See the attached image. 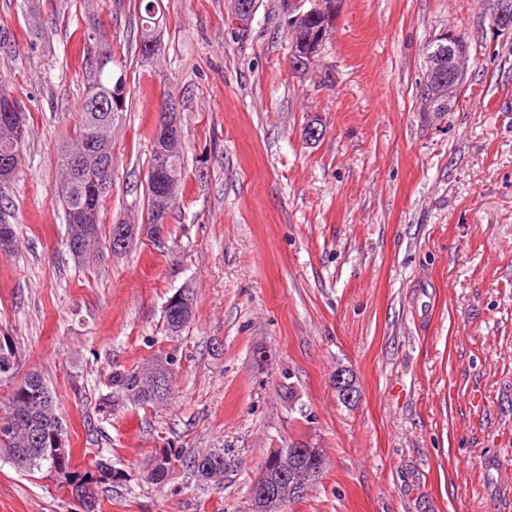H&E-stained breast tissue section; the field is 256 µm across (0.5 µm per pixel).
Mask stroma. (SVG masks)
I'll return each mask as SVG.
<instances>
[{
	"label": "stroma",
	"instance_id": "35a3bbf8",
	"mask_svg": "<svg viewBox=\"0 0 512 512\" xmlns=\"http://www.w3.org/2000/svg\"><path fill=\"white\" fill-rule=\"evenodd\" d=\"M493 2L338 0L299 72L283 0H260L245 28L232 0H162L149 60L137 0H0V81L28 125L0 188L16 231L0 254V337L51 388L74 469L102 458L119 472L99 512H251L270 449L292 441L326 467L284 512H512V32L493 29ZM92 17L128 90L102 226L143 223L169 96L184 183L165 246L143 234L79 263L57 187ZM449 27L477 60L439 115L419 85ZM185 288L193 316L173 335L165 305ZM160 358L167 403L100 411L113 371ZM340 368L355 406L336 398ZM219 447L233 472L193 478L188 460ZM0 512L81 510L55 478L0 458ZM334 388L338 401L348 407L354 406L360 397L358 386L353 374L346 369L336 372Z\"/></svg>",
	"mask_w": 512,
	"mask_h": 512
}]
</instances>
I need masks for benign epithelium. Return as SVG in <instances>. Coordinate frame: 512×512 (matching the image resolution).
I'll return each mask as SVG.
<instances>
[{
  "label": "benign epithelium",
  "instance_id": "benign-epithelium-1",
  "mask_svg": "<svg viewBox=\"0 0 512 512\" xmlns=\"http://www.w3.org/2000/svg\"><path fill=\"white\" fill-rule=\"evenodd\" d=\"M304 0H290L288 13L292 21L316 14L322 10V0H309L310 8L301 10ZM493 25L502 31H512V3L509 0H496V8L492 14ZM88 38L93 40L96 47L88 58V69L95 73L108 63L107 51L102 48L103 40L99 31L91 29ZM471 55V44L455 30H443L434 39V47L424 55V84L431 93L421 94V103L426 112L444 113L452 109L466 84L467 64ZM107 123L98 121L94 124L87 147L71 158V166L76 174V180L82 182L90 191L91 197L103 193L108 184L103 172L112 163V157L104 149L107 142ZM156 140L164 143L168 150L175 151L182 147V131L176 103L168 99L162 102L161 113L155 125ZM171 175L160 170L150 176V183L158 198L156 218L143 226L137 224H121L114 234V251L127 249L141 230H146L155 241H164V226L168 214L165 204L169 199L166 187ZM334 388L338 401L348 407L359 401L360 393L353 374L340 369L334 378ZM280 481L268 474H259L251 486L252 501L258 499H273L278 496Z\"/></svg>",
  "mask_w": 512,
  "mask_h": 512
}]
</instances>
